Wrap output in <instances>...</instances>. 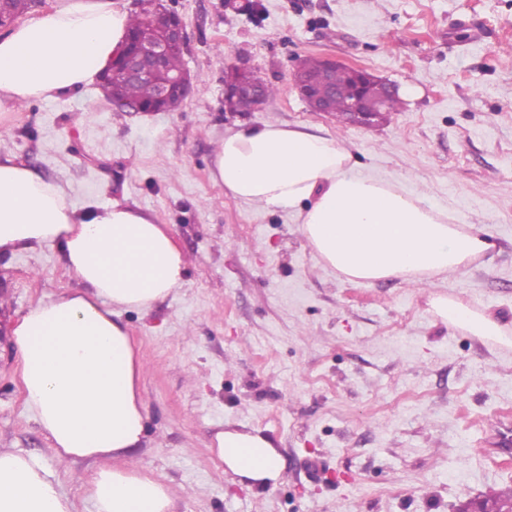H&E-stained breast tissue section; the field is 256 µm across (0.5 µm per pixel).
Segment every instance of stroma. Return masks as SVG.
Masks as SVG:
<instances>
[{"label":"stroma","instance_id":"35a3bbf8","mask_svg":"<svg viewBox=\"0 0 512 512\" xmlns=\"http://www.w3.org/2000/svg\"><path fill=\"white\" fill-rule=\"evenodd\" d=\"M169 0L186 23L193 89L171 112L113 110L97 83L53 100L0 102V154L61 185L77 208L120 203L166 224L187 284L122 316L144 372L147 437L129 464L177 491L173 512H459L512 488V447L484 450L512 413V346L445 324L449 293L512 336V0ZM332 57L400 87L365 127L310 111L292 73ZM276 92L251 123L337 137L362 171L400 181L496 246L420 287L352 282L325 268L296 210L248 208L211 178L235 116L224 70ZM58 250L0 256V324L77 287ZM257 429L284 469L263 489L224 471L213 438ZM0 448L58 463L23 404L19 359L0 345Z\"/></svg>","mask_w":512,"mask_h":512}]
</instances>
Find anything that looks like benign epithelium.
<instances>
[{
	"label": "benign epithelium",
	"instance_id": "benign-epithelium-1",
	"mask_svg": "<svg viewBox=\"0 0 512 512\" xmlns=\"http://www.w3.org/2000/svg\"><path fill=\"white\" fill-rule=\"evenodd\" d=\"M187 45L186 27L182 19L165 7V0H156L154 13L136 32H127L108 66L98 77L104 86L114 75L129 82L152 81L156 95L152 102L114 101L112 106L121 112L134 114L164 112L165 104L172 98L185 99L191 89L187 70L171 74L167 69L168 58L174 53H184ZM349 71L351 78L350 122L371 126L382 112L388 97L399 95V86L381 81L364 68L324 60L317 72L299 68L295 74V86L301 97L314 112L334 111L339 92L336 72ZM267 83L254 71L232 66L224 74V112L234 114L236 101L241 97L254 100L256 106L267 101Z\"/></svg>",
	"mask_w": 512,
	"mask_h": 512
}]
</instances>
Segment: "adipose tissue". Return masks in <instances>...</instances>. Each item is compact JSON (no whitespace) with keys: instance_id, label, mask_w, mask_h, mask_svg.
Wrapping results in <instances>:
<instances>
[{"instance_id":"1","label":"adipose tissue","mask_w":512,"mask_h":512,"mask_svg":"<svg viewBox=\"0 0 512 512\" xmlns=\"http://www.w3.org/2000/svg\"><path fill=\"white\" fill-rule=\"evenodd\" d=\"M128 20L107 0H75L0 36V99H52L87 84L110 62ZM211 176L247 207L305 206L306 241L350 280L420 282L463 270L493 247L488 233L452 223L448 208L361 173L352 152L319 129L235 124L219 141ZM42 247L60 251L80 286L38 301L11 329L24 406L60 463L98 462L89 482L95 512H172L168 485L117 463L146 433L142 364L120 315L151 310L183 288L185 257L153 216L117 203L77 212L61 186L0 156V255ZM431 307L474 335L504 334L492 314L448 295H434ZM215 441L239 483L264 488L280 479L282 455L260 431L229 428ZM0 512H74V504L38 456L0 448Z\"/></svg>"}]
</instances>
